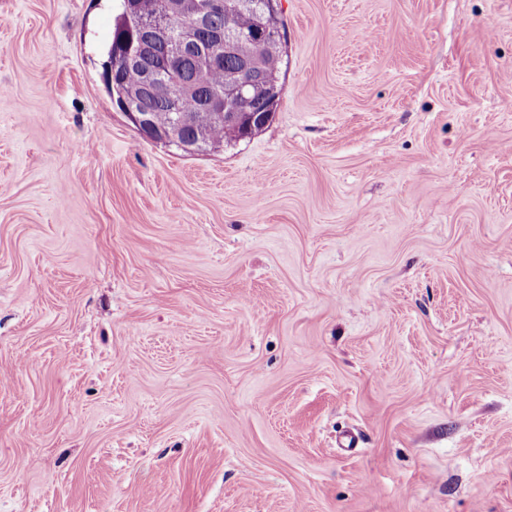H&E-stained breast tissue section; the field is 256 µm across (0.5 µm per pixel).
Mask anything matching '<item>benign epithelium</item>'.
<instances>
[{"label": "benign epithelium", "instance_id": "obj_1", "mask_svg": "<svg viewBox=\"0 0 512 512\" xmlns=\"http://www.w3.org/2000/svg\"><path fill=\"white\" fill-rule=\"evenodd\" d=\"M127 11L137 18L146 33L125 50L128 64L150 55L157 47H163L169 57L194 54L202 62L214 63L224 56V50L234 46L239 37L222 28L210 27L215 14L227 13L239 8L234 0H126ZM190 18L194 29L188 33L178 32L168 21ZM276 59L268 55L263 59L247 57L243 60L242 86L257 84L267 70L275 67ZM170 66L161 65L144 70L141 82L129 93L121 96L120 106L126 111L139 133L156 142H172L187 153L195 154L206 148L203 134L194 129L193 116L189 112L171 115L155 107L146 109L142 103L155 101L166 85V74ZM237 91L217 94L208 100L207 107L215 118L234 126L238 114L229 109V100Z\"/></svg>", "mask_w": 512, "mask_h": 512}]
</instances>
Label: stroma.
<instances>
[{
	"label": "stroma",
	"mask_w": 512,
	"mask_h": 512,
	"mask_svg": "<svg viewBox=\"0 0 512 512\" xmlns=\"http://www.w3.org/2000/svg\"><path fill=\"white\" fill-rule=\"evenodd\" d=\"M189 156L112 0H0V512H512V0H277Z\"/></svg>",
	"instance_id": "1"
}]
</instances>
